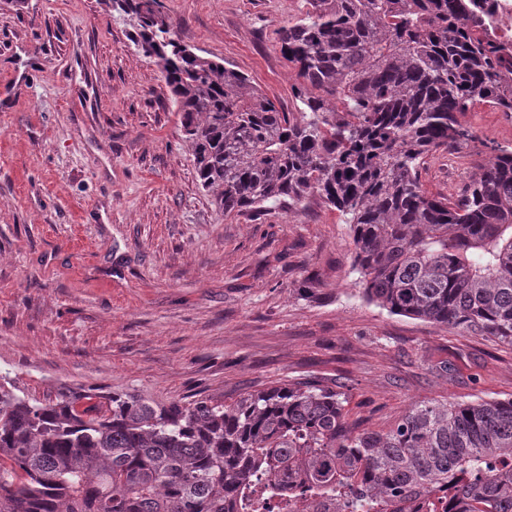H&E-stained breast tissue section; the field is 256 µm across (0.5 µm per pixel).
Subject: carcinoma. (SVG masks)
Wrapping results in <instances>:
<instances>
[{"mask_svg": "<svg viewBox=\"0 0 512 512\" xmlns=\"http://www.w3.org/2000/svg\"><path fill=\"white\" fill-rule=\"evenodd\" d=\"M283 29L297 111L176 40L160 0H112L164 73L200 185L256 215L317 195L349 216L366 300L512 346V151L455 197L422 189L430 153L512 112V43L492 0H306ZM71 391L0 375V512H512V397L433 401L385 432L343 393L296 382L226 406Z\"/></svg>", "mask_w": 512, "mask_h": 512, "instance_id": "1", "label": "carcinoma"}]
</instances>
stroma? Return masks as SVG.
I'll return each mask as SVG.
<instances>
[{
    "mask_svg": "<svg viewBox=\"0 0 512 512\" xmlns=\"http://www.w3.org/2000/svg\"><path fill=\"white\" fill-rule=\"evenodd\" d=\"M162 5L175 38L292 108L279 33L304 0ZM133 33L108 0H0L1 374L40 399L160 405L339 383L348 419L376 431L416 404L512 396V346L363 298L338 210L219 211ZM459 120L473 138L427 157V194L460 193L512 148L511 112Z\"/></svg>",
    "mask_w": 512,
    "mask_h": 512,
    "instance_id": "1",
    "label": "stroma"
}]
</instances>
